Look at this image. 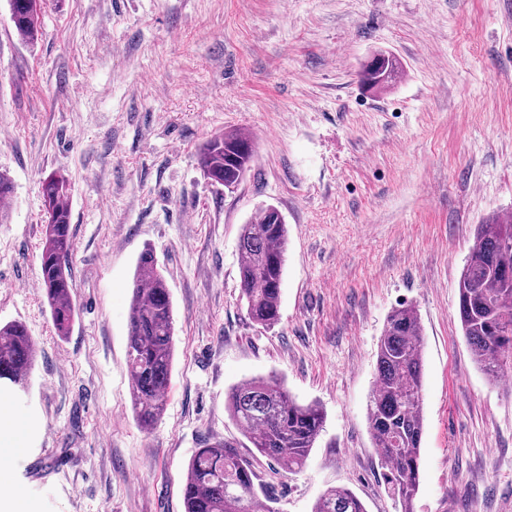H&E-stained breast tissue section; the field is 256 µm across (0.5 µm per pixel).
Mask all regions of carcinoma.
Instances as JSON below:
<instances>
[{
    "label": "carcinoma",
    "mask_w": 512,
    "mask_h": 512,
    "mask_svg": "<svg viewBox=\"0 0 512 512\" xmlns=\"http://www.w3.org/2000/svg\"><path fill=\"white\" fill-rule=\"evenodd\" d=\"M47 0H8L17 34L37 38ZM401 70L399 59L377 51L363 65L360 82L368 89L390 87ZM253 159L250 138L240 132L212 137L201 148L198 165L214 186L235 187ZM70 183L51 173L43 181L45 237L40 255L41 291L57 335L64 337L77 317L69 260L74 251L69 208ZM288 227L272 205L243 225L239 237L241 297L249 319L262 327L279 320ZM457 314L470 354L491 378L512 370V218L476 228L458 281ZM128 368L133 412L139 427L160 420L172 379L173 303L167 282L150 250L138 258L128 315ZM34 339L25 325L0 326V382L24 391L34 367ZM424 338L418 311L411 305L389 314L377 353L375 386L367 418L373 447L384 468L388 490L399 512H414L420 483L423 421ZM224 409L260 456L292 473L304 468L323 431L324 413L299 403L275 377L253 378L232 387ZM259 475L238 449L222 442L196 449L189 460L184 512H276L261 497ZM312 512H367L346 487L327 488Z\"/></svg>",
    "instance_id": "1"
}]
</instances>
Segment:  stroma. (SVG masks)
Listing matches in <instances>:
<instances>
[{
	"instance_id": "stroma-1",
	"label": "stroma",
	"mask_w": 512,
	"mask_h": 512,
	"mask_svg": "<svg viewBox=\"0 0 512 512\" xmlns=\"http://www.w3.org/2000/svg\"><path fill=\"white\" fill-rule=\"evenodd\" d=\"M402 63L368 92L374 51ZM255 157L234 189L197 155L227 130ZM0 323L38 346L13 397L21 448L0 467L22 512H184L197 448L255 450L229 388L278 377L319 405L306 466L255 459L277 512L331 486L396 512L367 404L387 317L424 335L415 512H512V386L473 361L457 285L475 228L512 212V0H49L36 41L0 0ZM71 184L73 298L57 336L39 293L42 181ZM288 225L280 318L251 322L239 236L262 207ZM152 249L174 306L167 406L134 418L127 363L137 259Z\"/></svg>"
}]
</instances>
